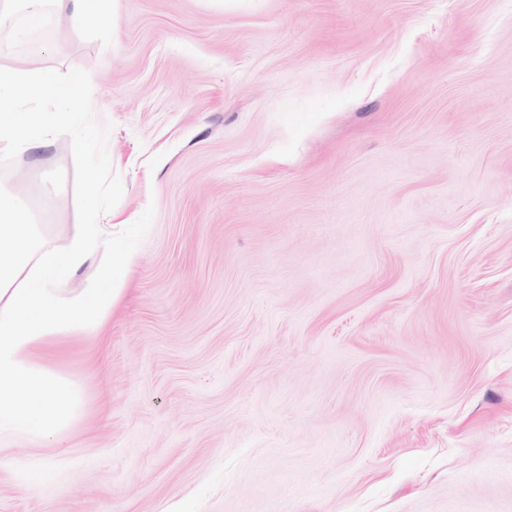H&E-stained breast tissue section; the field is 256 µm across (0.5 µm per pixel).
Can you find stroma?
Listing matches in <instances>:
<instances>
[{
    "instance_id": "stroma-1",
    "label": "stroma",
    "mask_w": 512,
    "mask_h": 512,
    "mask_svg": "<svg viewBox=\"0 0 512 512\" xmlns=\"http://www.w3.org/2000/svg\"><path fill=\"white\" fill-rule=\"evenodd\" d=\"M115 16L0 56L89 80V152H0L46 249L91 182L145 227L64 344L87 417L0 445V512H512V0Z\"/></svg>"
}]
</instances>
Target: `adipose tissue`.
<instances>
[{
	"mask_svg": "<svg viewBox=\"0 0 512 512\" xmlns=\"http://www.w3.org/2000/svg\"><path fill=\"white\" fill-rule=\"evenodd\" d=\"M39 21L65 18L73 28L113 20L112 0H0V24L14 13ZM83 78L55 77L0 66V151L37 154L57 127L47 102L67 101L78 125ZM27 202L0 194V442L25 439L43 448L59 444L85 417L84 391L60 366L65 340L98 332L123 291L141 235L125 225L121 241L98 218L81 225L68 250H44L40 227L27 219ZM96 265L104 284L69 293L78 269Z\"/></svg>",
	"mask_w": 512,
	"mask_h": 512,
	"instance_id": "1",
	"label": "adipose tissue"
}]
</instances>
